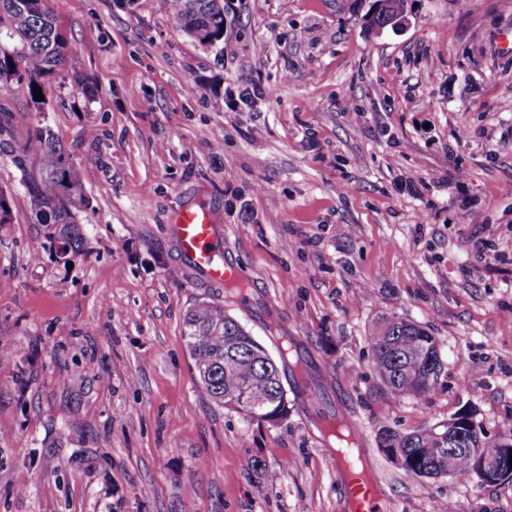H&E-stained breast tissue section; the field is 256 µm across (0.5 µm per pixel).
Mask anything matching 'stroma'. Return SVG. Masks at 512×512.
Segmentation results:
<instances>
[{"label": "stroma", "mask_w": 512, "mask_h": 512, "mask_svg": "<svg viewBox=\"0 0 512 512\" xmlns=\"http://www.w3.org/2000/svg\"><path fill=\"white\" fill-rule=\"evenodd\" d=\"M224 0V42L168 0H46L69 53L44 101L0 84V512H343L318 429L359 426L390 512H512V483L407 475L377 445L472 409L512 435V0ZM258 97L244 102V91ZM85 176L81 251L33 223L38 133ZM211 210L251 304L196 275L168 226ZM223 306L278 327L313 407L213 403L184 335ZM395 314L441 349L436 391L392 394L368 336Z\"/></svg>", "instance_id": "1"}]
</instances>
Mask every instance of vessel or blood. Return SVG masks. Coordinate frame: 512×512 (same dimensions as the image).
<instances>
[{
	"instance_id": "1",
	"label": "vessel or blood",
	"mask_w": 512,
	"mask_h": 512,
	"mask_svg": "<svg viewBox=\"0 0 512 512\" xmlns=\"http://www.w3.org/2000/svg\"><path fill=\"white\" fill-rule=\"evenodd\" d=\"M186 269L215 286L239 278L236 265L228 260L218 231L206 205L183 207L170 226ZM358 450L345 453L331 449L329 458L343 486L345 512H389L386 494L371 466H357Z\"/></svg>"
}]
</instances>
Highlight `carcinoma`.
<instances>
[{
  "instance_id": "obj_1",
  "label": "carcinoma",
  "mask_w": 512,
  "mask_h": 512,
  "mask_svg": "<svg viewBox=\"0 0 512 512\" xmlns=\"http://www.w3.org/2000/svg\"><path fill=\"white\" fill-rule=\"evenodd\" d=\"M178 25L188 36L208 47L224 41V0H170ZM68 44L45 7V0H0V83L25 82L28 93L43 86L46 77L66 60ZM42 144L40 178L27 186L36 221L47 225L49 236L62 241L66 251L83 246L78 213L84 205L81 176L66 159L51 133H39ZM187 344L199 384L216 404L251 420L270 421L288 411V393L282 380L284 355L279 366H266L264 344L224 308L200 303L184 318ZM373 367L380 381L395 395L427 397L439 383L423 369L415 352H432L436 339L421 325L392 315L377 322L368 337ZM473 449L455 458L448 471V436L433 428L406 437L384 429L378 434L386 457L396 452L401 469L415 477H446L478 472L484 459L500 452L499 443L483 439L477 431ZM438 448L435 454L431 449Z\"/></svg>"
}]
</instances>
